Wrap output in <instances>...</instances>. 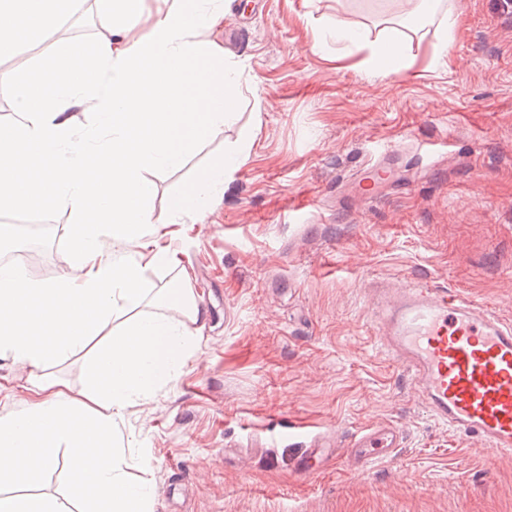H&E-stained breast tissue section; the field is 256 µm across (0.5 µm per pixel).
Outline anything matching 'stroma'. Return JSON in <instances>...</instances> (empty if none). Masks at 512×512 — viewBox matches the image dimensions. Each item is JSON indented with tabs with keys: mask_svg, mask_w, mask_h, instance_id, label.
Returning <instances> with one entry per match:
<instances>
[{
	"mask_svg": "<svg viewBox=\"0 0 512 512\" xmlns=\"http://www.w3.org/2000/svg\"><path fill=\"white\" fill-rule=\"evenodd\" d=\"M452 2L447 57L431 55L433 23L383 78L345 42L312 51L311 33L341 16L376 40L396 0H233L237 120L181 170L149 174L159 210L212 156L249 152L207 223L166 239L204 319L183 373L120 426L151 459L155 512H512V456L432 418L369 318L370 281L424 279L512 320V11ZM388 148L400 160L365 200L356 184ZM70 221L0 215V262L74 275ZM385 422L400 448L352 468L354 434Z\"/></svg>",
	"mask_w": 512,
	"mask_h": 512,
	"instance_id": "35a3bbf8",
	"label": "stroma"
}]
</instances>
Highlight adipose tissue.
Segmentation results:
<instances>
[{
	"instance_id": "obj_1",
	"label": "adipose tissue",
	"mask_w": 512,
	"mask_h": 512,
	"mask_svg": "<svg viewBox=\"0 0 512 512\" xmlns=\"http://www.w3.org/2000/svg\"><path fill=\"white\" fill-rule=\"evenodd\" d=\"M226 0H92L94 46L59 43L26 69H0V97L20 119L0 122V212H70L65 236L78 273L52 282L0 264V358L27 368L31 395L0 414V512H62L36 486L67 454L77 512H153L145 455L120 431L128 410L156 397L197 349L203 312L189 270L160 243L171 224L205 223L245 150L214 157L162 210L149 172L181 169L234 122L242 61L217 34ZM75 0H0V58L36 45ZM337 39L368 49L380 76L397 71L408 34L375 44L337 22ZM172 268L164 288L145 272ZM91 350L84 400L46 368Z\"/></svg>"
}]
</instances>
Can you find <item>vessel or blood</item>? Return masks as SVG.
<instances>
[{"mask_svg": "<svg viewBox=\"0 0 512 512\" xmlns=\"http://www.w3.org/2000/svg\"><path fill=\"white\" fill-rule=\"evenodd\" d=\"M375 335L411 376L430 415L494 453H512V322L457 291L414 280L369 290ZM385 424L356 434L349 460L363 469L400 447Z\"/></svg>", "mask_w": 512, "mask_h": 512, "instance_id": "obj_1", "label": "vessel or blood"}]
</instances>
